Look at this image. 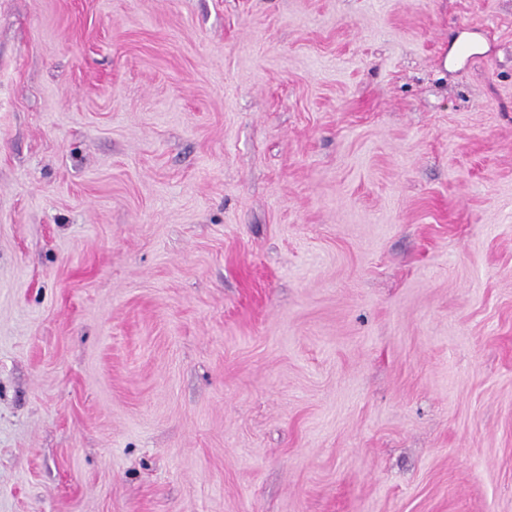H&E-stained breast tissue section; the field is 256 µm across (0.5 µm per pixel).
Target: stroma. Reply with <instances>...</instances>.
I'll return each mask as SVG.
<instances>
[{
	"label": "stroma",
	"mask_w": 512,
	"mask_h": 512,
	"mask_svg": "<svg viewBox=\"0 0 512 512\" xmlns=\"http://www.w3.org/2000/svg\"><path fill=\"white\" fill-rule=\"evenodd\" d=\"M0 512H512V0H0Z\"/></svg>",
	"instance_id": "35a3bbf8"
}]
</instances>
